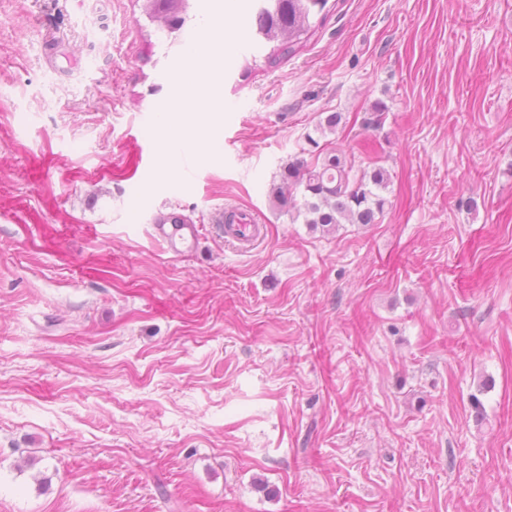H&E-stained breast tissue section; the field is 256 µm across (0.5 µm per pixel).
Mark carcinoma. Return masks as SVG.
Instances as JSON below:
<instances>
[{
    "mask_svg": "<svg viewBox=\"0 0 512 512\" xmlns=\"http://www.w3.org/2000/svg\"><path fill=\"white\" fill-rule=\"evenodd\" d=\"M275 12L254 15L261 38L277 43L267 57L274 64L293 53L302 40L314 33L310 19L323 12L328 0H274ZM388 174L375 167L360 176L333 151L308 162L296 159L286 164L279 183L271 190L273 206L291 221L302 220L312 229L329 232L343 222L374 224L383 214Z\"/></svg>",
    "mask_w": 512,
    "mask_h": 512,
    "instance_id": "1",
    "label": "carcinoma"
}]
</instances>
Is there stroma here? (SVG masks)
I'll list each match as a JSON object with an SVG mask.
<instances>
[{
    "instance_id": "1",
    "label": "stroma",
    "mask_w": 512,
    "mask_h": 512,
    "mask_svg": "<svg viewBox=\"0 0 512 512\" xmlns=\"http://www.w3.org/2000/svg\"><path fill=\"white\" fill-rule=\"evenodd\" d=\"M252 27L202 158L143 0H0V512H512V0H329L272 65ZM331 148L379 223L273 207ZM233 218L232 214L226 217L227 222L224 225L226 242L233 244L238 249L254 245L259 238L258 225L232 224ZM173 223L155 224L156 238L163 244L168 253L178 255L192 245H196L201 237V228L198 224H176L178 219H172Z\"/></svg>"
}]
</instances>
